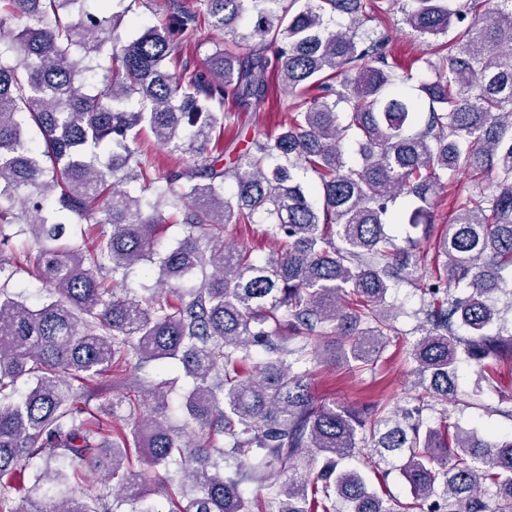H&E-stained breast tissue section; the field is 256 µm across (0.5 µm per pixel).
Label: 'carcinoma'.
<instances>
[{"mask_svg": "<svg viewBox=\"0 0 512 512\" xmlns=\"http://www.w3.org/2000/svg\"><path fill=\"white\" fill-rule=\"evenodd\" d=\"M85 2L0 0L26 19L0 46V242L25 224L34 243L22 263L0 255V512H13L6 490L36 458L27 493L48 501L43 512H118L176 482L182 496L166 512H402L353 459L397 473L428 512H512V434L425 415L428 399H455L461 363L489 384L488 362L512 366V334L492 331L496 294L512 313V0H485L482 16L478 0H402L413 32L445 39L412 91L387 36L360 32L367 11L391 13L380 0H197L232 47L180 73L170 64L196 15L177 0L169 24L126 37L117 15ZM272 76L288 123L224 166L212 140L225 101L264 105ZM93 77L101 87L84 92ZM146 128L192 162L151 176ZM300 165L318 185L294 179ZM493 168L492 190L458 198L434 235L441 174ZM399 198L407 208L395 215ZM82 220L89 243L65 236ZM256 221L275 245L262 261L224 241L230 225ZM394 221L421 237L396 243ZM164 224L185 235L157 252ZM146 263L161 276L131 297L125 283ZM24 264L48 288L39 304L7 288ZM402 282L423 296L417 395L361 410L317 402L321 365L376 370L399 334L388 298ZM133 357L191 380L180 401L191 434L169 424L163 383L128 377ZM114 380L137 397L112 394ZM102 381L91 420L85 393ZM255 454L280 482L262 484ZM84 468L103 483L76 497L69 484ZM245 480L261 493L248 496Z\"/></svg>", "mask_w": 512, "mask_h": 512, "instance_id": "cac0c4a2", "label": "carcinoma"}]
</instances>
